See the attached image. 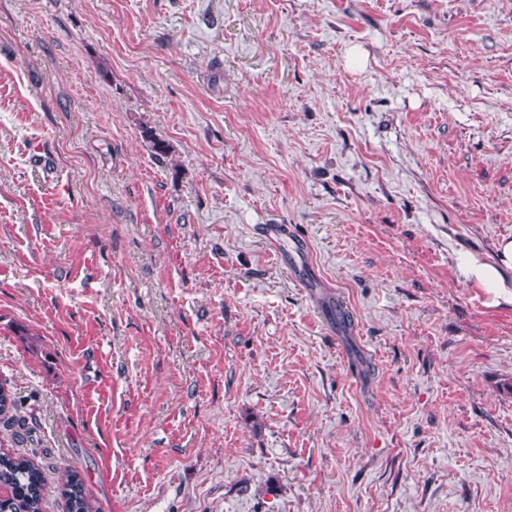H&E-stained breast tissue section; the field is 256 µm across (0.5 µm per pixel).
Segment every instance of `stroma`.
<instances>
[{
	"label": "stroma",
	"mask_w": 512,
	"mask_h": 512,
	"mask_svg": "<svg viewBox=\"0 0 512 512\" xmlns=\"http://www.w3.org/2000/svg\"><path fill=\"white\" fill-rule=\"evenodd\" d=\"M504 238L512 0H0L44 512L64 463L100 512H512V306L456 265Z\"/></svg>",
	"instance_id": "1"
}]
</instances>
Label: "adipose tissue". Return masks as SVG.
Returning a JSON list of instances; mask_svg holds the SVG:
<instances>
[{
    "mask_svg": "<svg viewBox=\"0 0 512 512\" xmlns=\"http://www.w3.org/2000/svg\"><path fill=\"white\" fill-rule=\"evenodd\" d=\"M495 261L487 262L473 255L458 259L465 276L476 286L486 289L493 304L512 306V240L500 241Z\"/></svg>",
    "mask_w": 512,
    "mask_h": 512,
    "instance_id": "1",
    "label": "adipose tissue"
}]
</instances>
